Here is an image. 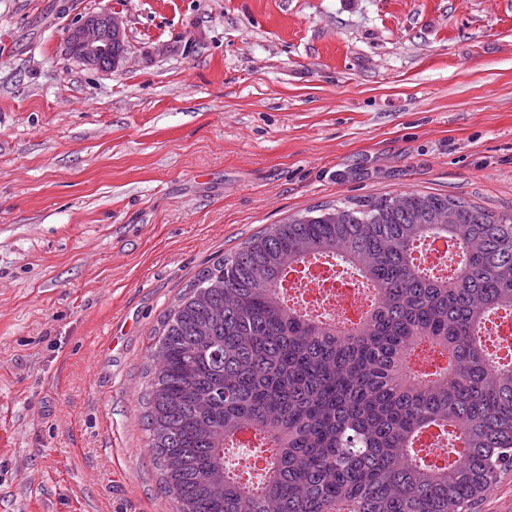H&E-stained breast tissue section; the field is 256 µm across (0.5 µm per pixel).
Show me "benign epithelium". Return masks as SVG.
Listing matches in <instances>:
<instances>
[{
  "instance_id": "7a95c632",
  "label": "benign epithelium",
  "mask_w": 512,
  "mask_h": 512,
  "mask_svg": "<svg viewBox=\"0 0 512 512\" xmlns=\"http://www.w3.org/2000/svg\"><path fill=\"white\" fill-rule=\"evenodd\" d=\"M125 32L122 19L104 9L80 20L70 31L67 46L70 54L91 66L112 69V34Z\"/></svg>"
}]
</instances>
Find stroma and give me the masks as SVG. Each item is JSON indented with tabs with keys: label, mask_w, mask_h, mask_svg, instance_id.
<instances>
[{
	"label": "stroma",
	"mask_w": 512,
	"mask_h": 512,
	"mask_svg": "<svg viewBox=\"0 0 512 512\" xmlns=\"http://www.w3.org/2000/svg\"><path fill=\"white\" fill-rule=\"evenodd\" d=\"M105 8L109 71L66 50ZM410 191L512 212V0H0V512H173L165 313L271 225Z\"/></svg>",
	"instance_id": "obj_1"
}]
</instances>
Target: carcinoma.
Wrapping results in <instances>:
<instances>
[{
    "instance_id": "cac0c4a2",
    "label": "carcinoma",
    "mask_w": 512,
    "mask_h": 512,
    "mask_svg": "<svg viewBox=\"0 0 512 512\" xmlns=\"http://www.w3.org/2000/svg\"><path fill=\"white\" fill-rule=\"evenodd\" d=\"M456 241L450 277L417 244ZM316 255L374 289L343 329L289 305ZM512 310V213L407 192L312 208L203 269L165 315L144 420L175 512H470L512 468V368L474 339ZM244 431L254 483L229 453ZM461 450L430 461L424 439Z\"/></svg>"
}]
</instances>
